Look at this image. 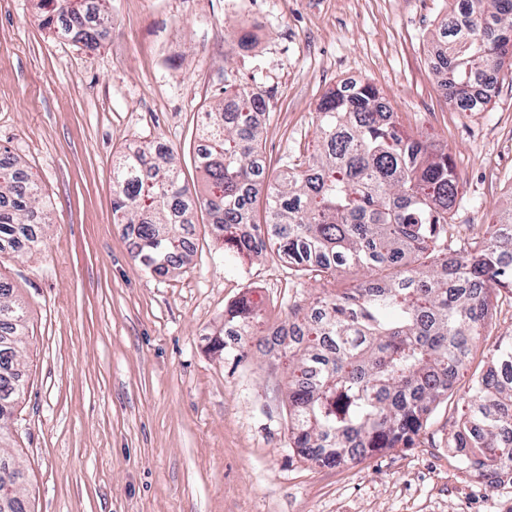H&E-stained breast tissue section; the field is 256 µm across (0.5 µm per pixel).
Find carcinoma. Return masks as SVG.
<instances>
[{
  "label": "carcinoma",
  "instance_id": "obj_1",
  "mask_svg": "<svg viewBox=\"0 0 512 512\" xmlns=\"http://www.w3.org/2000/svg\"><path fill=\"white\" fill-rule=\"evenodd\" d=\"M44 28L99 44L111 20L110 0H97L89 24L86 0H38ZM441 43L448 95L462 106L482 70L500 69L512 48V0H466L463 19L448 18ZM236 111L209 113L197 165L209 186L198 199L182 180L172 152L123 154L112 168V213L139 240L138 258L165 275L183 263L182 235L189 207L201 201L224 253L259 256L273 248L297 271L325 279L354 268L360 283L319 300L289 322L298 339L288 356L292 447L321 466L361 460L387 448H409L433 407L448 397L482 335L491 293L512 289V208L487 237L448 252V215L458 194L448 154L407 133L390 118L379 92L364 83L338 88L321 101V148L282 171L270 184L257 219L253 187L266 179L259 166L254 113L259 93L233 96ZM0 151V253L38 242L44 211L37 191L16 176ZM252 301L224 313L230 327H248ZM28 319L12 286L0 280V432L24 394L16 369ZM496 370L469 389L470 409L454 425L452 448L479 475L512 473V343L494 350ZM26 478L0 469V495L9 512H30Z\"/></svg>",
  "mask_w": 512,
  "mask_h": 512
}]
</instances>
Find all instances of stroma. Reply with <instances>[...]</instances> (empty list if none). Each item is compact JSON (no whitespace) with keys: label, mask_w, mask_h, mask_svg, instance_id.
<instances>
[{"label":"stroma","mask_w":512,"mask_h":512,"mask_svg":"<svg viewBox=\"0 0 512 512\" xmlns=\"http://www.w3.org/2000/svg\"><path fill=\"white\" fill-rule=\"evenodd\" d=\"M36 2L0 0V151L47 216L39 247L0 253L28 308L4 453L32 512H512V476L471 477L448 445L471 374L512 342V291L493 292L467 375L414 447L319 466L289 445L288 363L265 334L360 273L324 281L271 249L229 260L198 208L188 260L159 276L112 218V163L147 146L172 149L204 193L195 159L225 85L264 97L273 176L313 153L320 102L357 75L403 129L447 149L449 247L482 234L512 206V58L480 111L449 101L434 34L459 0H112L93 50L39 26ZM245 296L264 331L226 335L224 311Z\"/></svg>","instance_id":"obj_1"}]
</instances>
